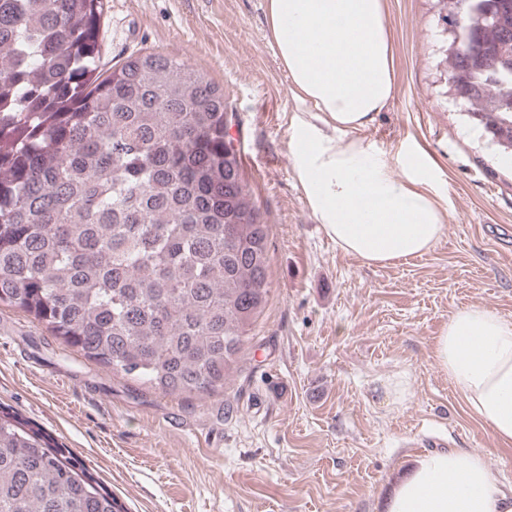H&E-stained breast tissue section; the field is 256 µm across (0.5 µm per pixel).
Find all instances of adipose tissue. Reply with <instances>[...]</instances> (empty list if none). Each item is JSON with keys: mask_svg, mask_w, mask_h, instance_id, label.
I'll return each instance as SVG.
<instances>
[{"mask_svg": "<svg viewBox=\"0 0 512 512\" xmlns=\"http://www.w3.org/2000/svg\"><path fill=\"white\" fill-rule=\"evenodd\" d=\"M267 18L290 92L310 105L295 129V169L316 221L369 266L430 252L446 229L433 169L406 159L394 177L364 135L396 91L383 0H268ZM434 358L497 444L511 447L512 318L457 308ZM383 510L512 512V495L480 455L432 452L394 480Z\"/></svg>", "mask_w": 512, "mask_h": 512, "instance_id": "1", "label": "adipose tissue"}]
</instances>
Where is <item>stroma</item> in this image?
Masks as SVG:
<instances>
[{
	"label": "stroma",
	"mask_w": 512,
	"mask_h": 512,
	"mask_svg": "<svg viewBox=\"0 0 512 512\" xmlns=\"http://www.w3.org/2000/svg\"><path fill=\"white\" fill-rule=\"evenodd\" d=\"M396 92L366 136L394 176L432 164L446 232L421 257L367 266L338 249L295 178V121L266 0H106L102 60L177 57L224 90L229 133L269 226L271 292L214 394L168 396L66 348L0 305V406L81 457L128 512H382L437 437L512 489V447L440 371L455 309L512 316V156L448 91L438 0H385ZM404 381L405 394L392 390Z\"/></svg>",
	"instance_id": "1"
}]
</instances>
